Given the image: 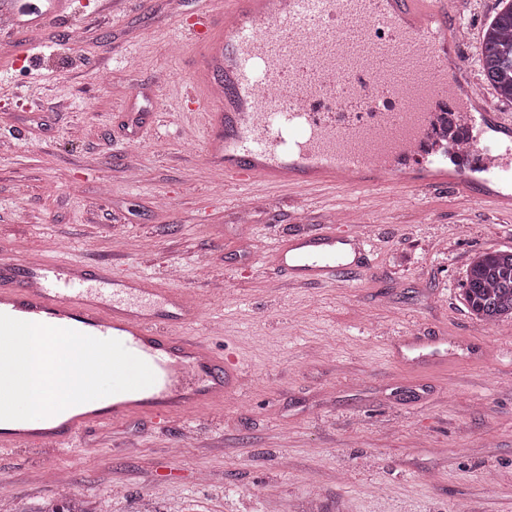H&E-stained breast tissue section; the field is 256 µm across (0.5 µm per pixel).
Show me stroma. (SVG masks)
<instances>
[{
	"instance_id": "35a3bbf8",
	"label": "stroma",
	"mask_w": 512,
	"mask_h": 512,
	"mask_svg": "<svg viewBox=\"0 0 512 512\" xmlns=\"http://www.w3.org/2000/svg\"><path fill=\"white\" fill-rule=\"evenodd\" d=\"M480 72L500 0H466ZM74 0L51 33L0 42V248L127 269L197 300L186 333L248 378L221 409L145 415L89 451L0 463V512L82 496L89 512H512V319L462 298L476 253L512 248V217L452 191L224 189L182 27L208 0ZM336 211L375 246L350 281L283 280L267 256ZM436 337L443 364L406 335Z\"/></svg>"
}]
</instances>
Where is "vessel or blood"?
Masks as SVG:
<instances>
[{
  "mask_svg": "<svg viewBox=\"0 0 512 512\" xmlns=\"http://www.w3.org/2000/svg\"><path fill=\"white\" fill-rule=\"evenodd\" d=\"M453 0H211L185 32L198 46L195 79L207 89L194 109L205 117L207 153L224 166L225 185L338 184L351 188L453 186L473 197V169L503 187L497 211L512 213V116L497 114L498 140L485 134L481 112L460 97L476 80L448 69L449 47H460ZM66 0H0L1 34L50 29ZM413 51L422 83L394 81L391 50ZM461 120L467 158L427 153L442 115ZM344 230L333 224L282 241L272 263L289 279L333 284L354 270L344 258ZM0 314L100 338L116 339L155 374L145 389L81 404L74 418L50 426L0 423V455L24 448L72 452L89 430L143 413L161 424L223 404L243 384L235 360L183 335L200 319L184 291L125 273L115 259L89 266L72 261L0 254Z\"/></svg>",
  "mask_w": 512,
  "mask_h": 512,
  "instance_id": "vessel-or-blood-1",
  "label": "vessel or blood"
}]
</instances>
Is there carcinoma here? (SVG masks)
<instances>
[{"mask_svg": "<svg viewBox=\"0 0 512 512\" xmlns=\"http://www.w3.org/2000/svg\"><path fill=\"white\" fill-rule=\"evenodd\" d=\"M481 68L497 96L512 101V0H505L485 30ZM463 299L469 312L486 324L512 318L511 249L474 256L466 271Z\"/></svg>", "mask_w": 512, "mask_h": 512, "instance_id": "carcinoma-1", "label": "carcinoma"}]
</instances>
